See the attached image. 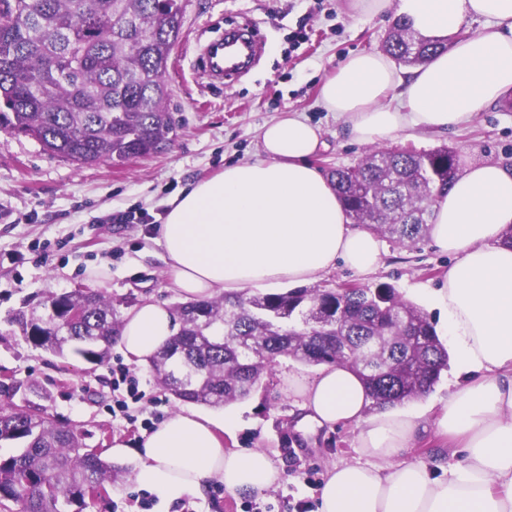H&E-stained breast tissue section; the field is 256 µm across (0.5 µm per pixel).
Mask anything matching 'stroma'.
Segmentation results:
<instances>
[{"label":"stroma","instance_id":"35a3bbf8","mask_svg":"<svg viewBox=\"0 0 512 512\" xmlns=\"http://www.w3.org/2000/svg\"><path fill=\"white\" fill-rule=\"evenodd\" d=\"M347 3L182 0L183 37L165 74L166 105L176 129L161 153L123 165L80 166L48 154L31 137L0 131V405L35 402L75 424L87 448L102 454L114 439L138 442L149 426L178 408L150 368L128 365L119 348H112L103 365L73 353L60 358L27 342L8 319L24 304L77 288L105 290L121 313L148 298L178 303L151 225L110 224L106 218L134 207L160 218L177 192L227 165L258 158L265 122L296 112L320 125L326 147L313 163L324 173L364 159L367 148L351 142L342 124L320 106V87L351 53L382 49L392 20L352 15ZM246 19L265 36L256 64L235 80L210 86L197 69L201 48ZM397 144L420 153L445 146L461 163L471 158L512 165V106L498 102L467 127L404 136ZM385 247L373 283H390L404 300L424 306L422 291L438 286L448 256L427 239L412 248L391 241ZM123 365L137 377L140 396L129 401L127 414L116 415L112 406L126 391L115 388L112 371ZM291 371L310 374L314 368L279 357L247 399L216 410L237 419L224 436L225 448L270 453L282 471L276 489L232 495L214 484L166 508L155 494L133 485L134 459H117L116 477L88 512H316L328 468L358 458L357 429L305 433L283 388ZM17 381L29 385V392H13Z\"/></svg>","mask_w":512,"mask_h":512}]
</instances>
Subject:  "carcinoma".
I'll use <instances>...</instances> for the list:
<instances>
[{
  "label": "carcinoma",
  "mask_w": 512,
  "mask_h": 512,
  "mask_svg": "<svg viewBox=\"0 0 512 512\" xmlns=\"http://www.w3.org/2000/svg\"><path fill=\"white\" fill-rule=\"evenodd\" d=\"M0 130L29 136L79 164H124L166 149L175 124L163 75L183 34L181 0H0ZM386 52L422 64L444 48L393 22ZM455 153L381 148L331 182L355 221L410 247L428 236L437 180ZM41 309L10 317L25 339L60 357L101 365L120 320L112 298L92 288L52 294ZM180 324L149 367L176 400L224 407L250 396L279 356L307 365L342 363L369 390L370 410L427 394L448 368V349L428 316L388 283L226 295L173 307ZM0 507L85 512L88 491L115 469L84 449L81 434L35 406H0Z\"/></svg>",
  "instance_id": "obj_1"
}]
</instances>
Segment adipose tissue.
<instances>
[{
	"label": "adipose tissue",
	"instance_id": "obj_1",
	"mask_svg": "<svg viewBox=\"0 0 512 512\" xmlns=\"http://www.w3.org/2000/svg\"><path fill=\"white\" fill-rule=\"evenodd\" d=\"M351 8L364 18H406L438 39L466 20L483 23L405 72L383 52L351 54L325 79L319 101L353 143L462 128L512 91V0H352ZM259 139L260 158L226 166L170 202L155 241L177 293L203 301L311 283L340 266L374 275L382 239L352 222L311 163L325 146L320 127L291 112L265 123ZM511 228L512 167L466 161L431 218V241L450 263L427 304L459 376L436 413L371 411L363 381L339 363L288 376L285 392L301 424L359 429V461L328 469L316 512H512V245L504 241ZM178 330L174 312L147 299L125 314L118 346L144 366ZM232 426L183 406L137 447L117 441L109 453L136 459L134 484L168 505L214 483L234 495L279 486L282 472L265 451L225 448L221 433ZM431 432L458 444L463 461L410 460Z\"/></svg>",
	"mask_w": 512,
	"mask_h": 512
}]
</instances>
